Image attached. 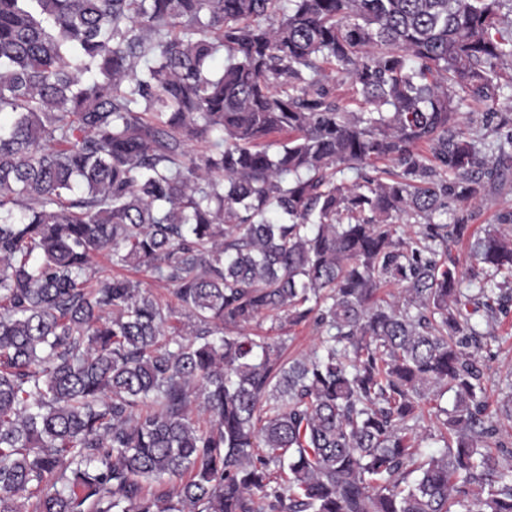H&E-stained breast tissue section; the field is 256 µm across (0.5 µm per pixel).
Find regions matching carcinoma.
Instances as JSON below:
<instances>
[{
	"instance_id": "obj_1",
	"label": "carcinoma",
	"mask_w": 512,
	"mask_h": 512,
	"mask_svg": "<svg viewBox=\"0 0 512 512\" xmlns=\"http://www.w3.org/2000/svg\"><path fill=\"white\" fill-rule=\"evenodd\" d=\"M508 170L512 0H0V512H512ZM506 177L511 180L508 194L485 200L480 207L474 209L471 224H474L476 236H483L489 229L512 236V224H501L499 220L501 214L512 211V172L509 171ZM92 268L95 271L121 274L132 280L139 281L142 288L149 289L153 295L161 299L164 303L168 302L173 307H176V311L180 310L171 295V290L169 288H173L172 286L157 282L152 274L147 270H135L130 267L122 268L113 266L111 255L108 251H103L93 256ZM490 332L492 339L482 352L485 365V399L492 411H496L503 429V442L512 450V422L506 419V411L512 410V312L498 314ZM506 431L508 433H506ZM318 339V333L313 324L302 325L288 333V356L301 358L308 354ZM433 404L434 403L427 404V407L425 409L424 420L416 425V432L418 435L420 448L421 451L426 455L437 452L440 449V447L443 446V443L437 441L436 438L433 436L436 433V419L434 415L429 416V413L431 412L428 413V409H431V407L434 406ZM431 410L435 411V409Z\"/></svg>"
}]
</instances>
